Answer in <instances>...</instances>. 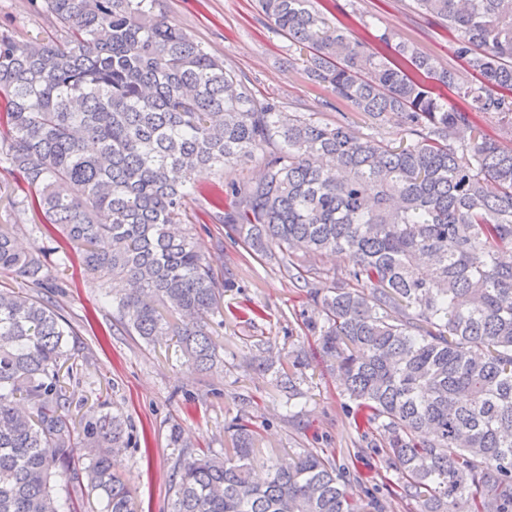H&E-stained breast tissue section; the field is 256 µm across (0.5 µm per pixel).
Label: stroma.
Masks as SVG:
<instances>
[{"label": "stroma", "instance_id": "1", "mask_svg": "<svg viewBox=\"0 0 512 512\" xmlns=\"http://www.w3.org/2000/svg\"><path fill=\"white\" fill-rule=\"evenodd\" d=\"M325 6L328 17L350 26L355 36L390 30L438 64L455 68L460 80H470L447 31L419 13L412 0H326ZM161 9L227 69L247 79L258 97L277 101L281 111L316 112L323 121L342 122L361 136L395 144L408 140L404 125L356 112L311 81L302 55L273 28L256 0H162ZM1 31L20 41L55 33L34 0H0ZM258 168L253 161L221 172L201 170L185 200L196 245L225 283L224 313L211 328L224 367L202 373L175 348L146 344L113 325L100 289L80 272L77 252L60 255L62 240L46 232L42 214L14 208V200L27 188L16 171L0 162V224L22 225L23 246L48 249L47 260L55 264L60 286L56 298L77 332L79 357L71 399L74 405L87 403L99 412L118 411L127 418L133 439L118 467L142 512L170 510L174 463L180 454L171 444L173 431H181L195 451L220 456L232 445L227 427L234 422L256 430L262 457L306 449L331 455L349 472V492L355 499L371 492L382 501L384 512H414V504L399 493L400 473L389 465L384 449L367 443L371 426L357 425L355 403L344 396L330 371L317 333L307 328L308 322L320 319L313 292L331 287V275H343L351 266L349 259L324 255V277L300 287L212 219L215 201H230L232 186L247 182ZM261 346L277 352L278 369L290 367L288 352L304 351L307 366L296 397L279 388L274 375L249 369V360Z\"/></svg>", "mask_w": 512, "mask_h": 512}]
</instances>
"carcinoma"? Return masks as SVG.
I'll return each instance as SVG.
<instances>
[{"label": "carcinoma", "mask_w": 512, "mask_h": 512, "mask_svg": "<svg viewBox=\"0 0 512 512\" xmlns=\"http://www.w3.org/2000/svg\"><path fill=\"white\" fill-rule=\"evenodd\" d=\"M299 49L310 79L374 118L407 125L397 146L316 113L282 112L159 12L160 0H42L61 32H0V162L28 193L17 207L83 255L112 321L148 345L176 339L199 370L224 279L182 223L201 167L259 175L215 219L298 278L319 258L352 263L318 300L323 353L378 433L416 512H512V0H414L455 37L476 75L460 84L383 30L363 41L314 0H257ZM498 185L494 195L485 182ZM0 224V512H139L114 457L132 434L120 413L75 419L74 328L49 296L41 249ZM275 244L279 252L268 249ZM231 454L178 458L171 512H383L357 502L347 472L316 452L252 467L250 425Z\"/></svg>", "instance_id": "1"}]
</instances>
